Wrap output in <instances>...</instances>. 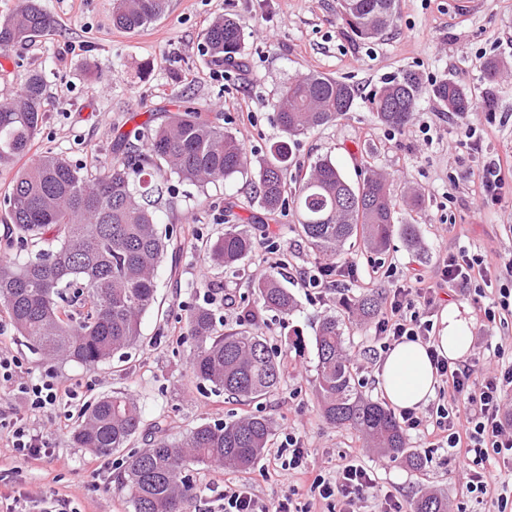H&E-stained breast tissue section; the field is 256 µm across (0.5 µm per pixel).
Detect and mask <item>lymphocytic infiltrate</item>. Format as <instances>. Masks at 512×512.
<instances>
[{
  "label": "lymphocytic infiltrate",
  "instance_id": "1",
  "mask_svg": "<svg viewBox=\"0 0 512 512\" xmlns=\"http://www.w3.org/2000/svg\"><path fill=\"white\" fill-rule=\"evenodd\" d=\"M459 289L474 294L479 303L476 316L484 324L506 322L512 316V260L500 264L471 248L462 246L445 253L434 281L411 272L395 280L384 310L375 324L381 350L411 340L430 343L432 317L444 303L442 289ZM490 304H483V297ZM432 361L440 377L438 399L426 410L400 412L405 434L433 426L449 447L458 449L466 462L468 492L489 494V465L497 456L512 457V421L506 414L505 393L512 388V365L486 370L483 378L473 376L466 362H451L440 355ZM271 463L282 479H297L307 488L308 501L298 504L292 498L268 505L254 494L249 480L226 484L220 498L224 512H312L325 505L328 512H357L365 493L374 486V477L353 455L341 456L334 474H312L308 451L296 436H288L280 447L271 449Z\"/></svg>",
  "mask_w": 512,
  "mask_h": 512
}]
</instances>
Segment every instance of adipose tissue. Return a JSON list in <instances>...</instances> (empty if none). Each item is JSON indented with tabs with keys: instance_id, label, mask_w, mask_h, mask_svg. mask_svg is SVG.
Wrapping results in <instances>:
<instances>
[{
	"instance_id": "ef3b65f1",
	"label": "adipose tissue",
	"mask_w": 512,
	"mask_h": 512,
	"mask_svg": "<svg viewBox=\"0 0 512 512\" xmlns=\"http://www.w3.org/2000/svg\"><path fill=\"white\" fill-rule=\"evenodd\" d=\"M441 324L433 338L439 354L453 361L462 358L469 349L467 321L450 306L442 312ZM379 379L386 400L396 409L425 406L434 397L439 381L426 347L412 341L398 344L386 354Z\"/></svg>"
}]
</instances>
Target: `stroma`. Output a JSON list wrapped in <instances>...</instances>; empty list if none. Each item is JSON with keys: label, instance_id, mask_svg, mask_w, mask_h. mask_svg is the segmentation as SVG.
Instances as JSON below:
<instances>
[{"label": "stroma", "instance_id": "35a3bbf8", "mask_svg": "<svg viewBox=\"0 0 512 512\" xmlns=\"http://www.w3.org/2000/svg\"><path fill=\"white\" fill-rule=\"evenodd\" d=\"M43 2L53 18L50 32L17 47L0 64V101L18 92L31 72L45 76L48 101L34 151L54 150L92 172L118 143L146 150L152 129L189 100L245 144L249 167L245 174L205 186L174 181L175 192L159 212L158 228L168 233L170 246L156 271L157 303L142 316L140 340L124 357L91 369L45 360L22 344L0 312V352L16 357L22 379L52 378L78 392L66 406L32 411L16 397L0 408V420L27 418L49 450L47 456L21 461L8 428L0 427V502L58 496L69 501L72 512H134L119 485L120 464L127 451L145 447V432L158 426L174 441L200 424L253 413L271 418L272 446L289 434L301 437L309 466L323 475L332 473L341 455H356L375 467L376 493H394L405 507L428 491L447 500L448 512H497L498 498L512 502L511 464H491L496 497L476 500L465 489L462 460L453 449L431 453L418 470L393 463L366 448L353 430L326 423L312 388L320 320L340 315L344 303L367 285L390 290L391 279H370L374 266L394 264L430 277L441 249L462 245L498 262L512 257V242L504 234L505 225H512V207L483 205L469 176L485 159L512 156V0H469L465 10L457 0H397L393 24L375 41L358 39L341 24L337 0H170L160 19L130 33L113 26V0ZM220 16L238 19L245 34L241 63L229 74L204 49V33ZM489 58L501 66L491 85L483 71ZM406 70L427 89L454 81L478 103L486 90L494 91L503 120L485 130V154L458 150L459 118L427 96L403 130L377 120L375 91ZM308 73L346 78L357 87L358 98L346 116L298 137L297 167L305 170L328 157L354 185L367 168L385 173L395 190L399 222L416 227L412 239L395 232L381 255L360 244L351 248L347 258L358 264L360 278L347 288L305 287L299 273L315 268L319 259L298 232L295 214L267 220L254 184L267 146L280 135L273 104L288 80ZM413 191L422 199L416 208L406 201ZM228 224L248 225L256 240L236 276L205 261L208 244ZM279 260L286 264L283 283L297 309L286 319L262 313L259 330L273 350L285 354L287 370L270 395L236 403L193 378L186 316L214 289L243 303L252 296V278ZM454 303L470 323L466 358L484 367L496 344L512 340V322L484 328L470 296L457 293ZM374 324L369 318L350 326L346 338L360 391L379 401V369L364 355L375 343ZM297 337L306 344L299 355L290 349ZM112 391L138 401L143 433L109 457L75 447L71 428L79 413Z\"/></svg>", "mask_w": 512, "mask_h": 512}]
</instances>
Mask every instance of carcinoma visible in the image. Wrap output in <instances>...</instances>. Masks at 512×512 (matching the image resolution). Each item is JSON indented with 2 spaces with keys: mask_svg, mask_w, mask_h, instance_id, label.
<instances>
[{
  "mask_svg": "<svg viewBox=\"0 0 512 512\" xmlns=\"http://www.w3.org/2000/svg\"><path fill=\"white\" fill-rule=\"evenodd\" d=\"M341 20L363 39L377 38L396 14V0H339ZM168 0H115L113 25L127 32L161 18ZM51 19L40 0H20L17 11L0 18V54L42 36ZM206 53L217 63H238L244 31L231 16L215 19L204 34ZM423 94L411 72L390 79L374 94L376 117L402 130ZM430 95L447 111L464 115L477 104L462 86L443 80ZM357 96L347 81L310 73L288 82L274 105L281 137L269 146L255 179L260 206L274 220L285 209L297 216L310 247L335 263L346 243L357 237L376 253L388 250L396 224L392 183L376 170L355 187L331 159L314 161L308 173L288 186L290 142L347 114ZM46 112L41 73L29 74L14 97L0 102V164L29 152ZM144 155L129 147L90 176L53 151H43L20 170L3 196V206L20 233L18 253L0 256V307L27 346L51 360L94 368L132 347L140 337L144 313L154 304L155 270L167 250L156 209L166 175L195 184L227 180L247 170L246 148L229 129L205 119L196 107L153 130ZM133 174L150 176L137 184ZM255 248L252 234L228 224L213 241L206 260L238 270ZM255 305L242 311L244 325L221 333L210 302L187 316L194 349L195 378L237 401H257L276 389L285 363L259 333L258 313L290 316L296 302L277 276L252 283ZM379 290L370 288L346 303L349 317L367 318L379 306ZM344 320H321L315 336L314 390L323 419L356 431L371 448L412 468L421 459L408 448L396 417L382 404L359 394ZM142 410L134 398L114 392L102 396L73 428L77 448L109 457L141 429ZM272 422L247 414L220 424H201L180 440H153L123 462L122 487L134 512H184L195 488L184 472L190 466L247 469L268 447ZM414 512H448L436 493L422 496Z\"/></svg>",
  "mask_w": 512,
  "mask_h": 512,
  "instance_id": "cac0c4a2",
  "label": "carcinoma"
}]
</instances>
